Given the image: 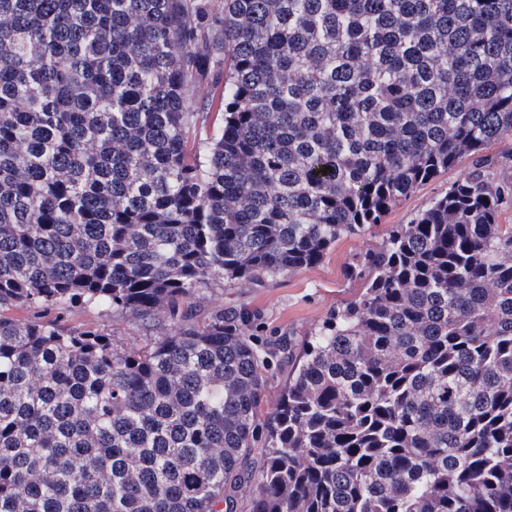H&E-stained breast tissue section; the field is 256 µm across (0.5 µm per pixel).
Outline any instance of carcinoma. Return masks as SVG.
Listing matches in <instances>:
<instances>
[{"label": "carcinoma", "mask_w": 512, "mask_h": 512, "mask_svg": "<svg viewBox=\"0 0 512 512\" xmlns=\"http://www.w3.org/2000/svg\"><path fill=\"white\" fill-rule=\"evenodd\" d=\"M506 135L512 0H0V512H512ZM469 156L302 341L202 308ZM220 92V85L216 86L214 84H209L205 86V89L200 90L196 94V98L213 97L212 112H208L204 115L203 122L199 124L197 129L198 137L201 139H205L215 134L224 123V112L222 108L220 109ZM124 320L120 326L124 329L123 336H119V338L128 346H131L142 343L150 336H156L160 327L159 320L161 319L158 320V316H156L155 320H142L127 315Z\"/></svg>", "instance_id": "1"}]
</instances>
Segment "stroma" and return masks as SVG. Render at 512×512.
I'll list each match as a JSON object with an SVG mask.
<instances>
[{"label": "stroma", "mask_w": 512, "mask_h": 512, "mask_svg": "<svg viewBox=\"0 0 512 512\" xmlns=\"http://www.w3.org/2000/svg\"><path fill=\"white\" fill-rule=\"evenodd\" d=\"M470 165V159H463L448 172L420 185L398 202L381 224L364 234L342 238L319 264L267 278L259 285L247 281L214 284L204 293L202 306L254 312L251 331L260 341L288 335L305 337L331 309L358 294L359 282L348 275L355 256L381 241L388 227L411 223Z\"/></svg>", "instance_id": "stroma-1"}]
</instances>
